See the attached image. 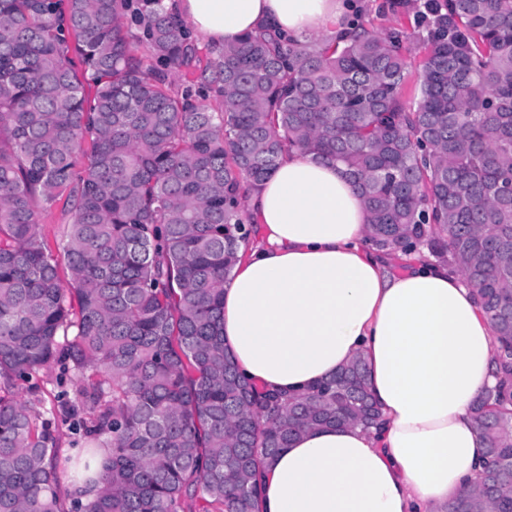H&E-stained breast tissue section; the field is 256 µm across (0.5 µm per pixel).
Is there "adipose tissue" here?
Returning <instances> with one entry per match:
<instances>
[{"label":"adipose tissue","instance_id":"obj_1","mask_svg":"<svg viewBox=\"0 0 512 512\" xmlns=\"http://www.w3.org/2000/svg\"><path fill=\"white\" fill-rule=\"evenodd\" d=\"M216 44L265 26L298 41L344 31L343 0H164ZM262 239L224 280V346L283 393L363 358L377 430H306L264 468L262 512H444L481 471L472 409L495 385V337L447 264L398 276L366 243L368 213L341 166L294 151L252 189Z\"/></svg>","mask_w":512,"mask_h":512}]
</instances>
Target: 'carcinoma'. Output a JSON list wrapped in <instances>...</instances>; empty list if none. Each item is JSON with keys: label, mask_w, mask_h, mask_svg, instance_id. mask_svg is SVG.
Masks as SVG:
<instances>
[{"label": "carcinoma", "mask_w": 512, "mask_h": 512, "mask_svg": "<svg viewBox=\"0 0 512 512\" xmlns=\"http://www.w3.org/2000/svg\"><path fill=\"white\" fill-rule=\"evenodd\" d=\"M410 2L412 107L407 34L360 14L334 41L202 49L163 0H0V389L56 364L76 397L0 395V512H259V469L291 439L378 425L361 358L283 398L224 350L243 197L293 149L346 168L374 246L425 242L475 290L497 341L473 412L490 467L445 512H512V0L387 8ZM61 199L66 283L38 233Z\"/></svg>", "instance_id": "carcinoma-1"}]
</instances>
